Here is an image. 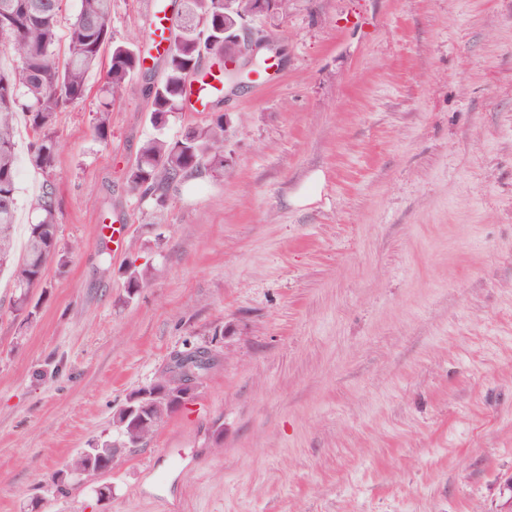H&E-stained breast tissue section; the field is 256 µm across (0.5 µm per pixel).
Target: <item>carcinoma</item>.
I'll return each mask as SVG.
<instances>
[{"label": "carcinoma", "mask_w": 512, "mask_h": 512, "mask_svg": "<svg viewBox=\"0 0 512 512\" xmlns=\"http://www.w3.org/2000/svg\"><path fill=\"white\" fill-rule=\"evenodd\" d=\"M78 12L62 23L63 0H0V50L21 60L12 71L0 69V269L10 267L15 288L12 308L32 319L31 290L38 287L49 262L64 272L68 256L58 247L61 205L51 175L57 150L56 121L59 113L82 99L90 73L107 62V94L94 117V131L106 140L110 128L111 101L121 97L144 58L138 41L116 42L112 37V0H79ZM170 29V47L162 62L160 79L149 88L150 123L155 133L145 139L135 163L127 172L131 189L163 206L170 190L206 173L224 172V142L228 134L220 100L209 102L211 118L197 124L179 139L166 136L170 119L183 109L187 83L203 58L224 54V0H184L182 13ZM66 39L65 62L56 61V48ZM23 111L34 133L28 163L45 174L28 225L19 258H14L18 167L14 121ZM169 416L165 399L156 401L147 422L130 419L115 436L101 443L114 451L143 444ZM85 469L76 455L57 472L60 489L81 484Z\"/></svg>", "instance_id": "cac0c4a2"}]
</instances>
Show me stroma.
Instances as JSON below:
<instances>
[{"label":"stroma","mask_w":512,"mask_h":512,"mask_svg":"<svg viewBox=\"0 0 512 512\" xmlns=\"http://www.w3.org/2000/svg\"><path fill=\"white\" fill-rule=\"evenodd\" d=\"M150 2L112 0L117 40L147 46ZM259 26L280 55L224 94L223 173L166 208L126 180L161 68L107 140L103 70L59 114L69 264L29 321L0 275V512H512V0H291ZM31 138L18 120L19 243ZM190 349L213 357L193 396L58 493ZM159 389L155 386H150L139 392L134 397H129L127 403L122 406L113 417V425L119 424V421L124 418V421L130 417L144 419V412L148 410L151 400L157 395ZM123 421V422H124ZM84 472L85 469L82 465L81 455L78 454L63 469L57 472V486L60 487V490L67 489L70 486H80L82 476H85Z\"/></svg>","instance_id":"stroma-1"}]
</instances>
